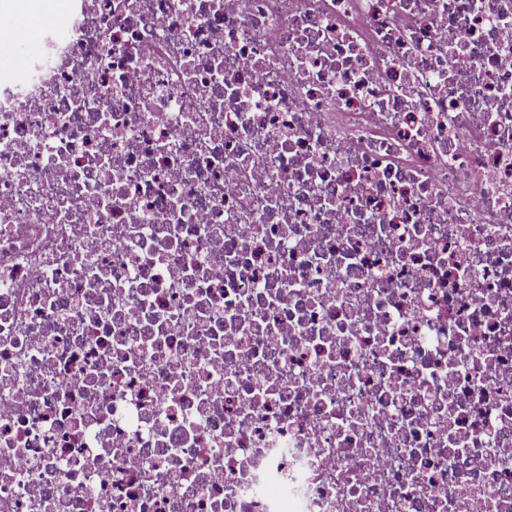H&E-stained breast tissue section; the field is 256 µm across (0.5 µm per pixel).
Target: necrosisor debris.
<instances>
[{
	"label": "necrosis or debris",
	"instance_id": "necrosis-or-debris-1",
	"mask_svg": "<svg viewBox=\"0 0 512 512\" xmlns=\"http://www.w3.org/2000/svg\"><path fill=\"white\" fill-rule=\"evenodd\" d=\"M0 512H512V0H73L0 84Z\"/></svg>",
	"mask_w": 512,
	"mask_h": 512
}]
</instances>
